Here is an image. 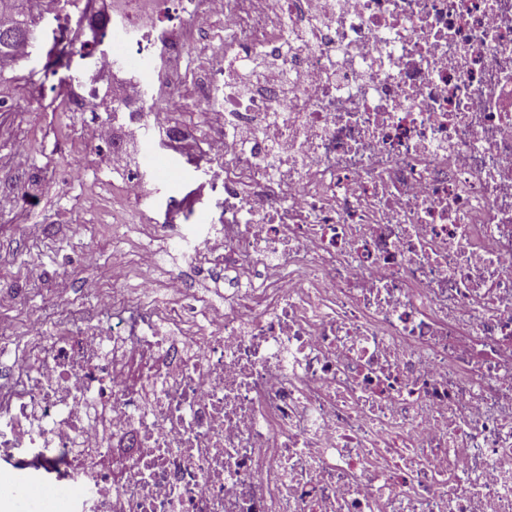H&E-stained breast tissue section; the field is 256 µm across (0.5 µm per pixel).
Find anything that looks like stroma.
Segmentation results:
<instances>
[{"label": "stroma", "mask_w": 512, "mask_h": 512, "mask_svg": "<svg viewBox=\"0 0 512 512\" xmlns=\"http://www.w3.org/2000/svg\"><path fill=\"white\" fill-rule=\"evenodd\" d=\"M43 64L40 47L25 62L0 64V287L19 289L16 299L0 302V322L13 329L0 375L24 359L33 342L27 328L51 309L58 280L68 279L71 301L90 303L88 282L112 285L115 248L131 252L154 243L161 221L150 209L130 210L126 223H113L123 182L138 176L148 202L159 191L180 193L155 178L156 168L172 163L157 141L139 145L131 165L113 163L111 145H87L84 125L104 120V113L64 115L30 83V72ZM90 193L97 208L86 206Z\"/></svg>", "instance_id": "1"}]
</instances>
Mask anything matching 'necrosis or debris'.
I'll use <instances>...</instances> for the list:
<instances>
[{"label": "necrosis or debris", "mask_w": 512, "mask_h": 512, "mask_svg": "<svg viewBox=\"0 0 512 512\" xmlns=\"http://www.w3.org/2000/svg\"><path fill=\"white\" fill-rule=\"evenodd\" d=\"M103 44L54 98L107 97L205 174L214 224L151 281L65 309L0 386V459L57 512H512V0H81ZM213 59L195 81L194 49ZM195 81L182 99L180 81ZM217 134L172 124L180 103ZM187 285L188 288H196L206 292L218 303L224 300V274L214 278L199 275L198 273H191L188 276Z\"/></svg>", "instance_id": "obj_1"}]
</instances>
